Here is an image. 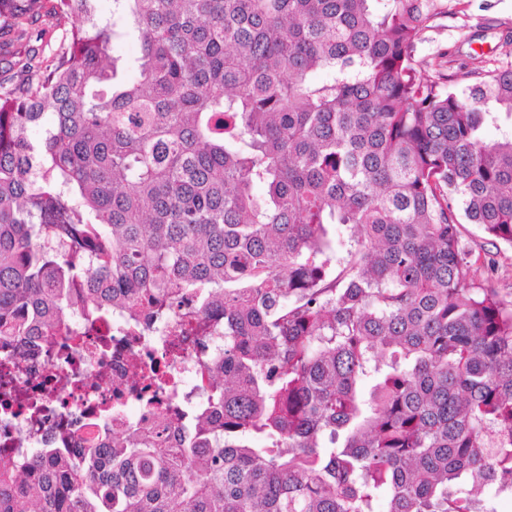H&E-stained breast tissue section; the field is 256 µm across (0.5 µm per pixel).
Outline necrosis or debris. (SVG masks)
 I'll return each instance as SVG.
<instances>
[{
    "instance_id": "obj_1",
    "label": "necrosis or debris",
    "mask_w": 512,
    "mask_h": 512,
    "mask_svg": "<svg viewBox=\"0 0 512 512\" xmlns=\"http://www.w3.org/2000/svg\"><path fill=\"white\" fill-rule=\"evenodd\" d=\"M193 307L190 301L182 305L172 323L157 327L153 347L137 351L139 362L163 376L148 408L139 403L126 357L118 352L113 319L74 318L71 335L59 337L51 349L24 352L15 378L20 398L0 396V406L9 407L8 415L0 414V455L34 459L46 448L74 450L93 438L104 442L115 432L155 426L173 399L189 407L205 403L210 384L200 364L223 354V343L197 335L180 353L167 350Z\"/></svg>"
}]
</instances>
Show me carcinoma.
<instances>
[{
  "label": "carcinoma",
  "mask_w": 512,
  "mask_h": 512,
  "mask_svg": "<svg viewBox=\"0 0 512 512\" xmlns=\"http://www.w3.org/2000/svg\"><path fill=\"white\" fill-rule=\"evenodd\" d=\"M113 5L53 0L61 50L0 88V342L192 300L224 356L203 406L0 461V512H496L512 300L461 226L512 246V133L482 134L512 69L426 73L447 0ZM43 10L0 0V31Z\"/></svg>",
  "instance_id": "carcinoma-1"
}]
</instances>
